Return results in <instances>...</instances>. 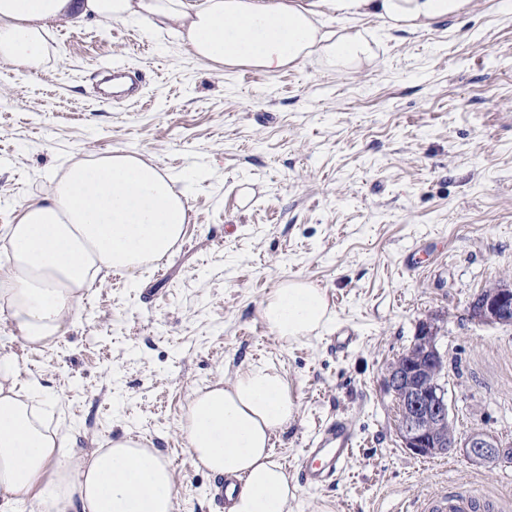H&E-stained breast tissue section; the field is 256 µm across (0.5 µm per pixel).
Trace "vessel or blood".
Segmentation results:
<instances>
[{
	"mask_svg": "<svg viewBox=\"0 0 512 512\" xmlns=\"http://www.w3.org/2000/svg\"><path fill=\"white\" fill-rule=\"evenodd\" d=\"M353 437L350 421L341 417L319 429L300 459L301 485L316 489L333 483L352 453ZM494 508L492 499L454 494L423 498L418 512H493Z\"/></svg>",
	"mask_w": 512,
	"mask_h": 512,
	"instance_id": "vessel-or-blood-1",
	"label": "vessel or blood"
}]
</instances>
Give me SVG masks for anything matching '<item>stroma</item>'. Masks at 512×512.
I'll use <instances>...</instances> for the list:
<instances>
[{
  "mask_svg": "<svg viewBox=\"0 0 512 512\" xmlns=\"http://www.w3.org/2000/svg\"><path fill=\"white\" fill-rule=\"evenodd\" d=\"M361 27L377 58L350 70L226 68L173 34L91 18L49 22L39 71L0 63V226L73 163L115 151L187 196L169 255L135 281L100 276L56 343L9 346L48 426L77 448L129 433L159 449L175 512H212L214 475L193 466L180 426L194 390L264 363L299 405L272 438L296 488L288 512H403L463 491L512 512V462L410 454L383 383L435 323L454 431L512 448V325L468 315L482 289L512 285V0H471L425 31ZM118 65L142 74L138 101L102 98L98 76ZM288 278L321 288L333 320L287 345L262 307ZM343 326L354 340L339 350ZM339 416L353 459L329 487L300 486L301 449Z\"/></svg>",
  "mask_w": 512,
  "mask_h": 512,
  "instance_id": "1",
  "label": "stroma"
}]
</instances>
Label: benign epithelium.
Returning a JSON list of instances; mask_svg holds the SVG:
<instances>
[{
  "label": "benign epithelium",
  "instance_id": "7a95c632",
  "mask_svg": "<svg viewBox=\"0 0 512 512\" xmlns=\"http://www.w3.org/2000/svg\"><path fill=\"white\" fill-rule=\"evenodd\" d=\"M470 317L487 325L512 324V287L500 285L479 293L469 305ZM400 411L399 437L412 455L434 457L449 452L475 465L512 460V448L484 432L458 436L449 420L445 353L438 345L437 327L420 324L411 346L385 377Z\"/></svg>",
  "mask_w": 512,
  "mask_h": 512
}]
</instances>
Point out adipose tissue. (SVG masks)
Listing matches in <instances>:
<instances>
[{"label": "adipose tissue", "mask_w": 512, "mask_h": 512, "mask_svg": "<svg viewBox=\"0 0 512 512\" xmlns=\"http://www.w3.org/2000/svg\"><path fill=\"white\" fill-rule=\"evenodd\" d=\"M470 0H0V62L40 70L50 20L91 17L175 30L193 56L265 73L318 56L339 70L373 62L363 20L418 31L465 12ZM344 20L327 30L326 13ZM172 177L135 154L71 165L52 194L29 200L0 230L11 265L0 275V312L13 337L38 347L66 332V316L102 270L136 275L181 239L188 221ZM262 316L286 343L319 334L333 319L323 292L302 280L279 283ZM36 382L20 383L17 359L0 349V512L36 502L39 512H175L171 470L129 436L84 454L49 430L31 405ZM298 404L275 367L249 365L227 385L194 391L181 422L194 466L239 479L230 512H288L295 491L271 438Z\"/></svg>", "instance_id": "ef3b65f1"}]
</instances>
